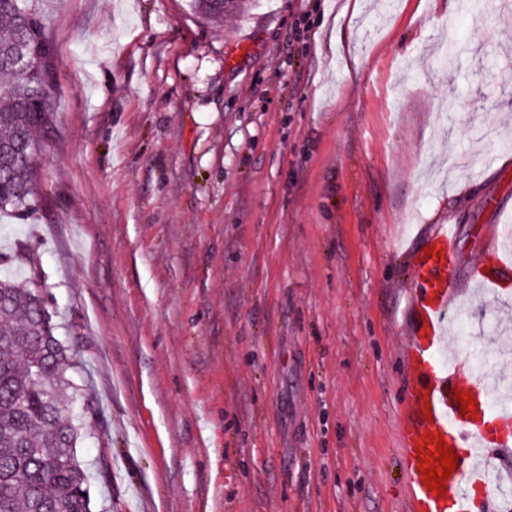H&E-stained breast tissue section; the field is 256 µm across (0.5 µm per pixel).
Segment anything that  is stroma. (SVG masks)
Segmentation results:
<instances>
[{
  "mask_svg": "<svg viewBox=\"0 0 512 512\" xmlns=\"http://www.w3.org/2000/svg\"><path fill=\"white\" fill-rule=\"evenodd\" d=\"M343 2L40 0L54 123L0 274L74 362L92 512H406L399 248L454 225L466 279L512 220V0ZM254 0H228L220 4L216 0H192V9L209 19H220L224 13L246 12L254 4Z\"/></svg>",
  "mask_w": 512,
  "mask_h": 512,
  "instance_id": "obj_1",
  "label": "stroma"
}]
</instances>
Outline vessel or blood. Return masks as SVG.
<instances>
[{
  "label": "vessel or blood",
  "instance_id": "obj_1",
  "mask_svg": "<svg viewBox=\"0 0 512 512\" xmlns=\"http://www.w3.org/2000/svg\"><path fill=\"white\" fill-rule=\"evenodd\" d=\"M459 248L456 231L448 224L434 225L420 244L412 248V277L408 300V337L403 356L406 375L401 388L403 412L397 440L408 481L407 512H469L475 486H490L493 463L512 461V448L492 449L481 427L463 413L454 391L471 394L484 414L512 420V407H492L490 394L464 355H449L451 323L466 313L459 302L454 263ZM441 259H434V252ZM476 287L499 296L502 281L512 278V258L501 248L482 256ZM441 434L459 457L456 470L446 480L444 496H435L418 471L416 455L425 435Z\"/></svg>",
  "mask_w": 512,
  "mask_h": 512
}]
</instances>
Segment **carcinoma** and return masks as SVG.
Instances as JSON below:
<instances>
[{"mask_svg":"<svg viewBox=\"0 0 512 512\" xmlns=\"http://www.w3.org/2000/svg\"><path fill=\"white\" fill-rule=\"evenodd\" d=\"M39 0H0V213L35 196L34 131L49 124L50 47ZM254 0H191L209 19L246 12ZM39 284L0 277V512H91L88 473L78 459L79 428L62 405L73 388L70 357Z\"/></svg>","mask_w":512,"mask_h":512,"instance_id":"carcinoma-1","label":"carcinoma"}]
</instances>
